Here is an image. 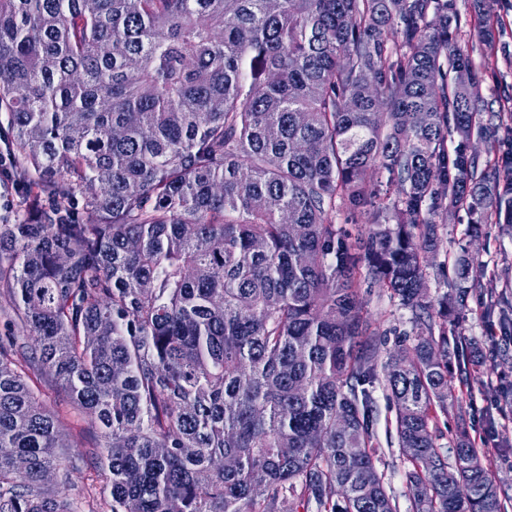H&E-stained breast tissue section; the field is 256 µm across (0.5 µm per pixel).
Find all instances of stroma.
<instances>
[{
    "instance_id": "35a3bbf8",
    "label": "stroma",
    "mask_w": 512,
    "mask_h": 512,
    "mask_svg": "<svg viewBox=\"0 0 512 512\" xmlns=\"http://www.w3.org/2000/svg\"><path fill=\"white\" fill-rule=\"evenodd\" d=\"M461 16L459 37L467 43L480 79L485 105V120L498 122L500 110L512 111V0H496L492 13L478 10L476 0H456ZM488 33L490 46L473 42L475 31ZM469 247L477 273L483 283L493 284L494 295L503 303H512V228L488 222L474 225L465 209L452 211L448 218L449 255ZM491 295V296H494ZM491 296L473 290L466 299L470 311L463 325L465 338L478 343L486 353L475 380L458 389L460 406L449 407L439 415L435 426L444 449H451L460 430L474 439H482L487 420H495L499 437L490 456V473L502 482L507 496H512V327L500 324L503 304H491ZM367 311L374 324L386 333L387 347L402 345L410 331L409 313L397 306L388 292L375 287L365 296ZM50 492L66 494L77 512H110L106 479L93 460L74 461L68 475L50 485Z\"/></svg>"
}]
</instances>
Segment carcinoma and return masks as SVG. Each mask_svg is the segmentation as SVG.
<instances>
[{
    "label": "carcinoma",
    "instance_id": "obj_1",
    "mask_svg": "<svg viewBox=\"0 0 512 512\" xmlns=\"http://www.w3.org/2000/svg\"><path fill=\"white\" fill-rule=\"evenodd\" d=\"M456 20L454 0H0V155L25 186L0 224V512H75L42 487L71 443L34 380L91 418L110 512H400L379 365L409 512H507L486 449L462 430L450 463L434 428L482 357L448 338L469 253L428 294L440 215L512 224V159L468 148L499 127ZM373 281L410 347L385 348ZM367 302V312L370 314L374 324L380 327V330L387 332V349H397L401 345L409 344V341L403 342L404 332L411 331L409 323V312L400 309L394 302L388 292L382 288L374 287L364 296ZM379 382L377 383L376 397L378 401L379 410L381 413L380 420L377 425V431L380 441L385 451V468L380 465V469L385 470L386 478L391 485V488L398 496L401 512H406L409 507L408 489L406 485L405 472L408 468V463L400 456L398 448H387L385 441V417L391 414L390 403L386 396V391L383 390L384 378L380 367L378 368Z\"/></svg>",
    "mask_w": 512,
    "mask_h": 512
}]
</instances>
